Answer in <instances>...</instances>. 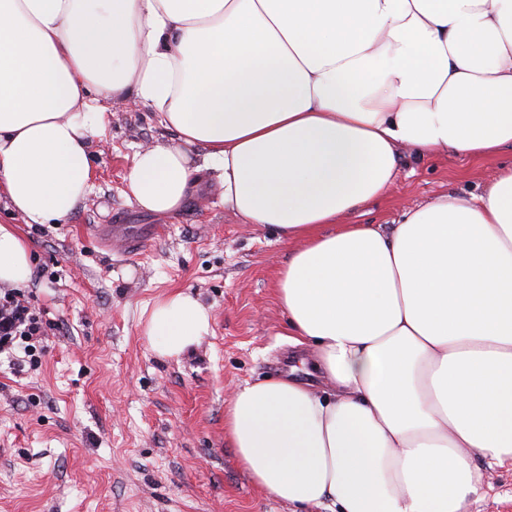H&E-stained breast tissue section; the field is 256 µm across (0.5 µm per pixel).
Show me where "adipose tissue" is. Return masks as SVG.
Here are the masks:
<instances>
[{
  "instance_id": "adipose-tissue-1",
  "label": "adipose tissue",
  "mask_w": 512,
  "mask_h": 512,
  "mask_svg": "<svg viewBox=\"0 0 512 512\" xmlns=\"http://www.w3.org/2000/svg\"><path fill=\"white\" fill-rule=\"evenodd\" d=\"M116 98L178 134L136 153L140 209L175 214L216 170L225 209L297 244L277 299L328 388L231 396L255 486L325 512H469L482 467L512 466V166L389 228L346 218L386 196L401 151L512 146V0H0V193L24 223L89 194ZM31 273L0 224V284ZM210 330L183 291L144 328L167 358Z\"/></svg>"
}]
</instances>
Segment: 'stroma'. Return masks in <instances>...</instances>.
<instances>
[{"label": "stroma", "mask_w": 512, "mask_h": 512, "mask_svg": "<svg viewBox=\"0 0 512 512\" xmlns=\"http://www.w3.org/2000/svg\"><path fill=\"white\" fill-rule=\"evenodd\" d=\"M106 107L93 189L67 223H24L0 195V224L30 251L24 293L50 323L37 369L14 373L0 355V512H293L241 470L224 409L245 385L305 375L275 292L297 244L226 210L216 171L198 174L178 213L141 210L126 182L134 155L177 134L147 107ZM511 164L512 147L472 160L403 153L388 195L348 221L401 223L443 195L480 194ZM98 224L141 231L143 245L127 252L97 237ZM175 290L209 309L212 333L165 358L144 323ZM469 512H512L511 467L485 470Z\"/></svg>", "instance_id": "stroma-1"}]
</instances>
